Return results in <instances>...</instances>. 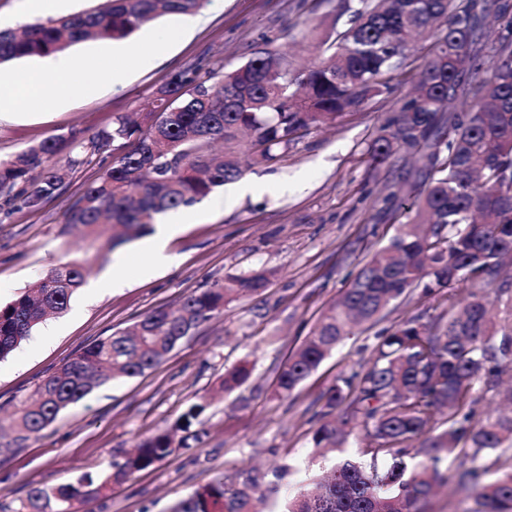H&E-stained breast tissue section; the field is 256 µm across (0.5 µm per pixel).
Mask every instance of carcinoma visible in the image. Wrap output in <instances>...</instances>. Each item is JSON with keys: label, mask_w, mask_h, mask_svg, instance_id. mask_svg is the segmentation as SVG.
I'll return each instance as SVG.
<instances>
[{"label": "carcinoma", "mask_w": 512, "mask_h": 512, "mask_svg": "<svg viewBox=\"0 0 512 512\" xmlns=\"http://www.w3.org/2000/svg\"><path fill=\"white\" fill-rule=\"evenodd\" d=\"M206 0H105L100 7L0 30V64L48 57L90 39L121 40L161 14L192 15ZM331 53L306 69L291 54L264 48L237 69L206 80L193 69L173 73L138 112L119 113L90 145L71 138L68 167L80 156L110 152L112 163L69 211L66 224L91 236L112 225V240L128 242L169 210L189 207L239 179L250 165L268 164L313 127L393 89L418 37L432 40L415 88L385 118L371 144L384 163L401 150L420 155V183L396 200L406 216L376 250L309 335L279 365L274 394L286 398L354 328L370 330L416 291L445 306L430 321L403 319L376 333L373 364L341 373L329 389L324 423L311 437L314 454L359 440L362 459L346 460L300 488L287 512H424L443 480L441 456L457 451L469 466L458 485L477 490L471 512H512V463L483 482L484 455L512 449V386L498 391L503 409L474 417L481 381L499 386L512 365V3L509 0H360ZM506 20L496 41L484 39L489 15ZM491 74L481 77L485 61ZM473 105L455 111L448 90ZM58 142L46 139L0 159V210L36 209L64 188L67 172L51 163ZM80 260L53 265L27 292L0 304V360L50 313L67 310L84 283ZM260 275H237L187 295L175 309H155L124 330L83 348L43 378L35 398L20 404L9 428L15 440L39 437L63 410L116 376L143 375L184 339L266 288ZM506 298L503 315L485 305L489 292ZM253 367L224 372L226 392L242 389ZM194 402L179 416L186 431L204 412ZM175 451L171 432L143 438L135 454L102 474L85 473L54 489L32 488L11 512H76L105 499L112 485L154 467ZM423 454L408 469L405 457ZM290 468L264 482L258 474L219 476L179 500L171 512H265L267 493Z\"/></svg>", "instance_id": "1"}]
</instances>
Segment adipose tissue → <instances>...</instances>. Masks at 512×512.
<instances>
[{
	"mask_svg": "<svg viewBox=\"0 0 512 512\" xmlns=\"http://www.w3.org/2000/svg\"><path fill=\"white\" fill-rule=\"evenodd\" d=\"M178 38V32L162 31L147 35L139 44L113 48V63L108 67L93 65L89 58L82 56H60L49 60L44 66L20 69L1 76L0 121L11 118L18 104L44 103L43 92L49 72L75 75L71 93L87 94L105 82L121 83L125 61L132 60L141 65L152 63L167 45L173 44Z\"/></svg>",
	"mask_w": 512,
	"mask_h": 512,
	"instance_id": "ef3b65f1",
	"label": "adipose tissue"
}]
</instances>
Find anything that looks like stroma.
<instances>
[{
	"mask_svg": "<svg viewBox=\"0 0 512 512\" xmlns=\"http://www.w3.org/2000/svg\"><path fill=\"white\" fill-rule=\"evenodd\" d=\"M340 6V0H210L201 24L183 31L151 66H131L123 85L106 83L92 95L62 101L54 82L49 95L56 105H23L13 119L0 121V158L56 137L62 144L54 160L66 165L72 132L93 137L115 114L138 111L186 67L205 79L240 67L267 45L287 48L298 66H308L323 57ZM409 89L402 83L335 127L311 128L276 163L249 168L244 178L255 192L233 195L223 186L185 208L169 244L178 263L148 276L139 271L147 237L115 247L111 227L87 237L65 226L70 207L109 164L107 155H85L62 193L40 208L0 213L1 304L73 258L84 261L88 282L66 313L47 318L0 361V419L81 349L146 313L177 307L185 295L230 276L267 280L259 295L230 304L153 370L113 379L63 411L40 438L0 448V504L14 506L31 488L108 469L140 439L172 429L190 403L203 399L207 407L194 424L201 443L113 485L101 512H170L219 475L269 474L287 465L290 475L266 504L268 512H281L308 474L321 470L309 458L312 434L323 422V394L339 372L371 366L374 331L355 329L290 397H273L269 385L285 354L404 222L386 197L395 190L409 195L417 158L402 152L376 164L370 146ZM110 275L124 286L108 285ZM244 359L255 369L242 403L218 385L225 369Z\"/></svg>",
	"mask_w": 512,
	"mask_h": 512,
	"instance_id": "stroma-1",
	"label": "stroma"
}]
</instances>
